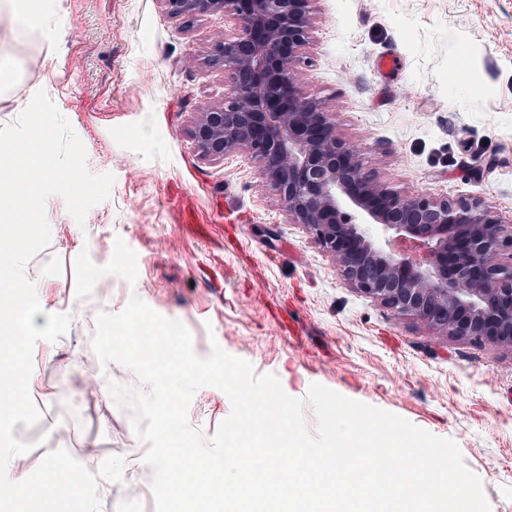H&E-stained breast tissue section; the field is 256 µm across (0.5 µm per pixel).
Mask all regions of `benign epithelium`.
<instances>
[{
  "label": "benign epithelium",
  "instance_id": "obj_1",
  "mask_svg": "<svg viewBox=\"0 0 512 512\" xmlns=\"http://www.w3.org/2000/svg\"><path fill=\"white\" fill-rule=\"evenodd\" d=\"M174 18L222 14L234 28L205 63L230 76L192 136L214 160L244 151L288 222L304 227L347 284L441 336L512 349V224L478 199L402 194L366 170L332 113L296 78L313 0H162ZM374 224L404 248L386 253Z\"/></svg>",
  "mask_w": 512,
  "mask_h": 512
}]
</instances>
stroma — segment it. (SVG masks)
I'll return each mask as SVG.
<instances>
[{"label": "stroma", "mask_w": 512, "mask_h": 512, "mask_svg": "<svg viewBox=\"0 0 512 512\" xmlns=\"http://www.w3.org/2000/svg\"><path fill=\"white\" fill-rule=\"evenodd\" d=\"M42 26L0 16V55L14 79L0 87V125L15 122L37 91L69 120L94 173L115 177L84 224L51 196L48 247L25 267L42 307L71 315L58 341L33 349L29 389L41 418L16 424L31 443L10 478L31 474L45 451L84 466L124 459L122 482L99 481L98 512H147L133 469L147 445L109 391L87 392L96 316L139 296L190 332L194 352L212 344L275 374L304 399L312 384L394 413L457 443L483 484L491 512H512V350L441 336L351 288L333 258L289 223L258 162L237 151L202 156L191 130L229 85L204 62L232 21L185 22L162 0H39ZM397 62L393 73L380 57ZM296 70L332 112L336 135L358 149L392 189L478 198L512 221V0H315ZM193 205L195 225L179 213ZM91 401L84 418L63 403ZM232 412L206 386L189 408L211 440ZM316 432L311 404L303 406Z\"/></svg>", "instance_id": "stroma-1"}]
</instances>
